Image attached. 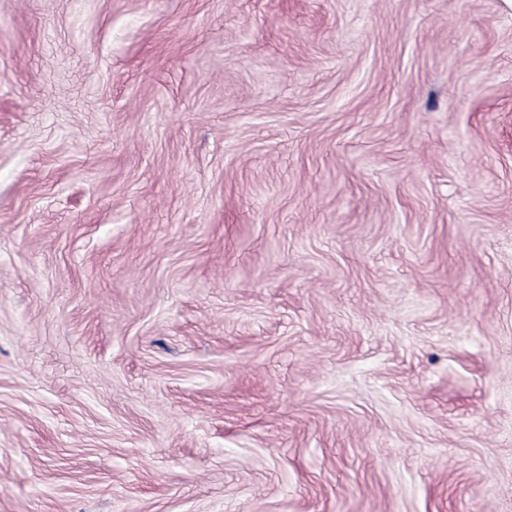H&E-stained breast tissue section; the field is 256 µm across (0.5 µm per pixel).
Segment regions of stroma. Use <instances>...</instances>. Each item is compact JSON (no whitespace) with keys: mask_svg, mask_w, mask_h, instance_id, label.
I'll use <instances>...</instances> for the list:
<instances>
[{"mask_svg":"<svg viewBox=\"0 0 512 512\" xmlns=\"http://www.w3.org/2000/svg\"><path fill=\"white\" fill-rule=\"evenodd\" d=\"M0 512H512V7L0 0Z\"/></svg>","mask_w":512,"mask_h":512,"instance_id":"obj_1","label":"stroma"}]
</instances>
